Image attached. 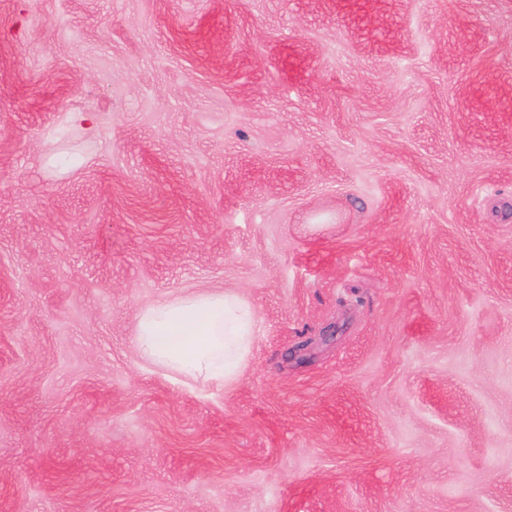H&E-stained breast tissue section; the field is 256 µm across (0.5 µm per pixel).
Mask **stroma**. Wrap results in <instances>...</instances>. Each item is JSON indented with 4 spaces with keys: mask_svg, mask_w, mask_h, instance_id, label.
<instances>
[{
    "mask_svg": "<svg viewBox=\"0 0 512 512\" xmlns=\"http://www.w3.org/2000/svg\"><path fill=\"white\" fill-rule=\"evenodd\" d=\"M0 512H512V0H0ZM255 324L237 293L200 291L144 309L138 345L186 386L201 377L227 383L243 368Z\"/></svg>",
    "mask_w": 512,
    "mask_h": 512,
    "instance_id": "1",
    "label": "stroma"
}]
</instances>
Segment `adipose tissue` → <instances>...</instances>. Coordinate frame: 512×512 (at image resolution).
<instances>
[{"mask_svg": "<svg viewBox=\"0 0 512 512\" xmlns=\"http://www.w3.org/2000/svg\"><path fill=\"white\" fill-rule=\"evenodd\" d=\"M248 303L234 292L200 291L155 303L138 319V345L184 385L235 380L255 329Z\"/></svg>", "mask_w": 512, "mask_h": 512, "instance_id": "adipose-tissue-1", "label": "adipose tissue"}]
</instances>
